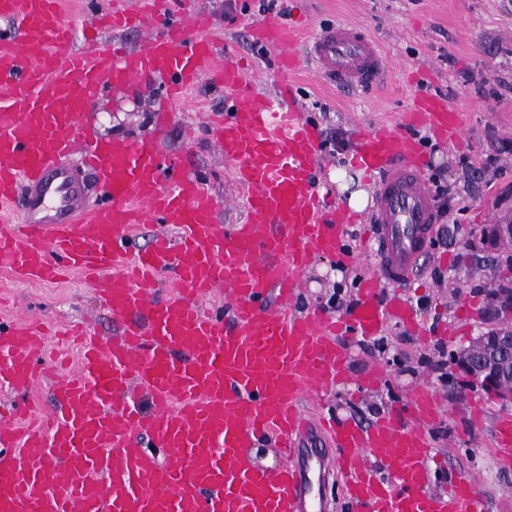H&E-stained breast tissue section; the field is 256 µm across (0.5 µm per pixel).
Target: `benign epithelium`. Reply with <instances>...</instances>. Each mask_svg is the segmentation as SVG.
<instances>
[{"label":"benign epithelium","mask_w":512,"mask_h":512,"mask_svg":"<svg viewBox=\"0 0 512 512\" xmlns=\"http://www.w3.org/2000/svg\"><path fill=\"white\" fill-rule=\"evenodd\" d=\"M483 244L489 250L504 240H512V224H486L481 230ZM456 370L470 380L471 386L512 405V328L488 331L453 357Z\"/></svg>","instance_id":"7a95c632"}]
</instances>
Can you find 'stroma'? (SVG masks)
<instances>
[{
  "instance_id": "obj_1",
  "label": "stroma",
  "mask_w": 512,
  "mask_h": 512,
  "mask_svg": "<svg viewBox=\"0 0 512 512\" xmlns=\"http://www.w3.org/2000/svg\"><path fill=\"white\" fill-rule=\"evenodd\" d=\"M233 5L234 20L224 18ZM281 24L294 28L292 45L304 54L322 29L336 21L363 26L380 43L389 68L367 92L336 87L299 63L292 76L293 104L319 131L324 146L318 156L320 189L332 203L345 205L333 177L342 170L355 187L369 189L351 165L357 128L390 130L419 141L427 174L444 170L455 193L438 238L419 274L404 290L419 332L393 322L385 335L365 339L344 336L352 381L323 392L319 403L336 417L366 426L403 407L416 390H436L445 408L428 426L438 458L432 464L429 491L442 490L451 476L478 474L487 512H512V468L494 453L496 422L512 415V406L473 389L454 369L456 351L483 331L501 325L491 305L495 273L485 262L482 225L512 221V0H285ZM173 11L190 9L209 20L207 37L229 45L246 71L249 89L274 94L281 79L269 51L248 28L258 18V0H170ZM163 79L149 75L110 90L106 100L86 113L84 123L102 139L160 136L166 153L184 172L199 176L221 202L218 222L236 224L245 209L237 202L230 170L215 144L211 122L224 112V88L204 81L172 107L168 122L157 112ZM434 95L466 115L459 142L446 143L426 129L400 125L414 97ZM362 225L344 228L349 261L316 258L297 289L299 313L327 312L332 295L357 301L358 284L371 260ZM453 261L441 265L440 257ZM441 278H433V269ZM36 319L49 325L91 327L100 341L117 330L110 311L77 275L55 284L32 283L0 267V321ZM381 370L376 388L363 389V377ZM483 418L474 420L472 407Z\"/></svg>"
}]
</instances>
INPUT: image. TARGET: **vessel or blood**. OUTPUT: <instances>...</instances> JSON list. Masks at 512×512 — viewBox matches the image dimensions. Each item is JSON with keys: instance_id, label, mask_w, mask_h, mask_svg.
I'll use <instances>...</instances> for the list:
<instances>
[{"instance_id": "1", "label": "vessel or blood", "mask_w": 512, "mask_h": 512, "mask_svg": "<svg viewBox=\"0 0 512 512\" xmlns=\"http://www.w3.org/2000/svg\"><path fill=\"white\" fill-rule=\"evenodd\" d=\"M0 17L19 24L0 27V205H21L20 224L0 230V263L35 282L80 271L120 326L108 344L85 339L78 366L55 386L56 408L24 427L0 417V512H321L313 479L335 469L359 512H487L476 475L427 490L428 425L441 411L434 389L367 427L304 408L350 379L339 337L378 336L393 321L417 326L402 290L439 221L419 143L359 130L353 163L373 183L376 267L360 281L350 320L300 314L292 301L312 258L347 259L342 229L358 216L321 194V138L285 107L291 84L278 96L246 94L243 69L204 36L207 20L172 15L167 0H127L92 22L99 35L145 30L136 49H76L63 0H0ZM251 28L277 52L280 75L295 69L288 28ZM307 59L351 89L387 69L378 44L345 22L325 28ZM145 74L164 77L171 105L201 80L223 85L214 133L247 199L243 223L222 227L217 198L178 175L156 139L84 134L83 114L106 85ZM404 120L451 143L463 125L436 96L416 99ZM92 187L108 204H90ZM148 223L162 232L131 251ZM161 271L170 279L158 298ZM382 288L394 291L383 303ZM214 294L227 312L203 308ZM54 376L43 329L0 322V385L26 394ZM137 389L151 395L150 414L134 406ZM496 428L498 455L511 465L512 417ZM260 439L274 444V464L253 458ZM319 443L336 455L316 453ZM150 447L162 456H148Z\"/></svg>"}]
</instances>
